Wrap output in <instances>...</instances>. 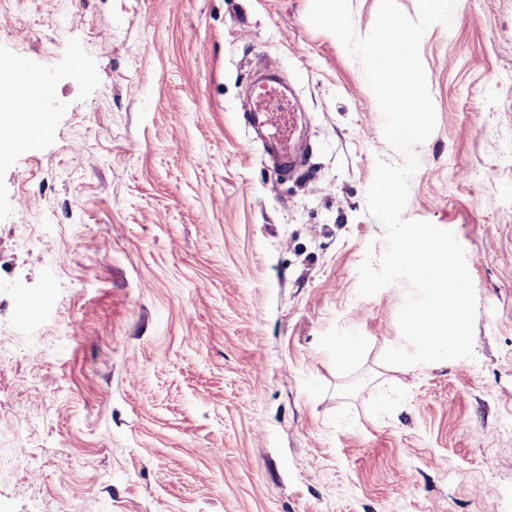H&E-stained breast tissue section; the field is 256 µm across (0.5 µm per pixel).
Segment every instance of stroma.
<instances>
[{"label":"stroma","mask_w":512,"mask_h":512,"mask_svg":"<svg viewBox=\"0 0 512 512\" xmlns=\"http://www.w3.org/2000/svg\"><path fill=\"white\" fill-rule=\"evenodd\" d=\"M310 4L0 0V67L53 89L37 149L0 157V512H512V0L420 43L404 216L454 232L477 311L473 358L414 374L382 361L404 284L357 294L401 157ZM270 61L292 175L247 122ZM363 341V336L351 332L327 337L324 346L329 353L336 356V362L341 364L359 355Z\"/></svg>","instance_id":"35a3bbf8"}]
</instances>
